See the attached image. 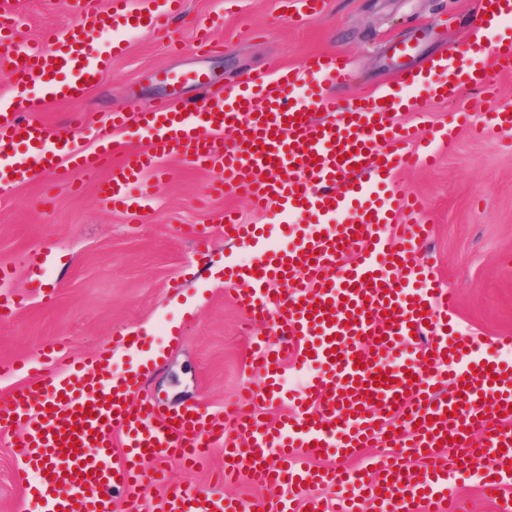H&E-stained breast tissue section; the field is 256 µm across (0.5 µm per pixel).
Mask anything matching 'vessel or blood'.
<instances>
[{"instance_id":"vessel-or-blood-1","label":"vessel or blood","mask_w":512,"mask_h":512,"mask_svg":"<svg viewBox=\"0 0 512 512\" xmlns=\"http://www.w3.org/2000/svg\"><path fill=\"white\" fill-rule=\"evenodd\" d=\"M290 4L285 18L298 23L319 16L324 0ZM20 7V0H0L2 52L11 53L13 39L3 23ZM181 8L182 0H156L155 9L137 13L128 0H82L76 25L45 28L13 55L15 95L0 102V158L33 147L6 170L12 183L25 184L47 177L66 157L73 169L99 173L101 205L130 213L150 206L167 175L165 159L176 155L208 167V195L240 194L255 210L274 204L312 222L290 246L263 247L225 274L248 320L272 324L271 336L252 340L251 363L264 370V383L246 391L248 412L227 427L200 407L166 414L150 400L133 403L140 372L114 369L113 349L140 350V334L102 343L63 367L38 359L35 376L0 398V430L17 432V482L34 490L47 512H113L115 494L136 500L157 486L165 492L153 512H246L241 499L222 493L242 475L288 489L336 488L334 501L310 499L300 511L281 499L265 512H457L451 475L461 470L484 492H498L499 512H512V364L452 329L455 299L422 253L430 234L426 205L385 193L394 170L431 164L433 142L446 135L440 128L419 136L398 113L453 102L470 89L485 116L472 133H512V110L489 95L492 71L512 70V0H477L466 41L419 69H401L395 85L380 92L330 101L324 88L349 87L352 69L342 54L318 52L303 68L247 77L198 104L165 100L132 116L114 114L96 133L95 153L74 139L44 150L51 132L32 118L37 102L29 89L56 100L84 96L110 73L92 50V32L164 31ZM319 111L328 119L316 120ZM131 121L149 139L144 149H127L112 135ZM227 129L233 142L216 150ZM223 219L231 241L256 243L254 228L236 212ZM287 356L308 376L295 395L279 372ZM378 375L390 386L376 385ZM285 398L290 413L261 419V408ZM455 437L461 452L450 463L438 444ZM217 448L226 463L214 491L171 486L169 463L194 468ZM364 448L373 451L366 467L308 464Z\"/></svg>"}]
</instances>
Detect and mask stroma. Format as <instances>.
I'll return each instance as SVG.
<instances>
[{
	"label": "stroma",
	"instance_id": "1",
	"mask_svg": "<svg viewBox=\"0 0 512 512\" xmlns=\"http://www.w3.org/2000/svg\"><path fill=\"white\" fill-rule=\"evenodd\" d=\"M16 17L15 49L42 28L65 29L77 20L76 0H25ZM477 0H326L320 18L298 24L282 16L283 0H185V14L170 33L141 28L128 35L123 54L111 63L108 79L78 101L42 102L34 117L57 133L69 132L71 114L92 126L113 113H131L164 98L197 97L195 85L172 87L169 71L201 68L214 86L264 71L273 61L302 68L314 52L338 51L354 69L356 91L388 83L402 68L392 56L394 43L418 38L411 67L458 42ZM213 23L223 53L200 56L194 46L195 22ZM473 96L463 91L456 103L432 102L427 111L404 113L420 130L447 128L429 168L399 170L389 188L399 197L421 196L433 235L423 254L436 277L454 291L452 322L462 333L493 342L512 335V149L492 131L473 136L450 128L453 107ZM96 175L68 171L24 185H0V259L12 263L15 277L6 293L19 302L13 318L0 322V364L34 357L63 341L66 362L97 344L129 332L148 339L145 351H119L117 366L142 364L151 356L139 397L162 411L190 404L223 416L247 384L262 376L250 370L245 316L226 291L225 263L251 259L247 245L225 240V209L240 212L272 242L288 246V228L277 206L253 211L227 194L207 196L208 172L179 158L159 196L138 222L102 207ZM189 224L209 235L206 254L181 231ZM11 438L0 435V512H40L14 481L19 466Z\"/></svg>",
	"mask_w": 512,
	"mask_h": 512
}]
</instances>
